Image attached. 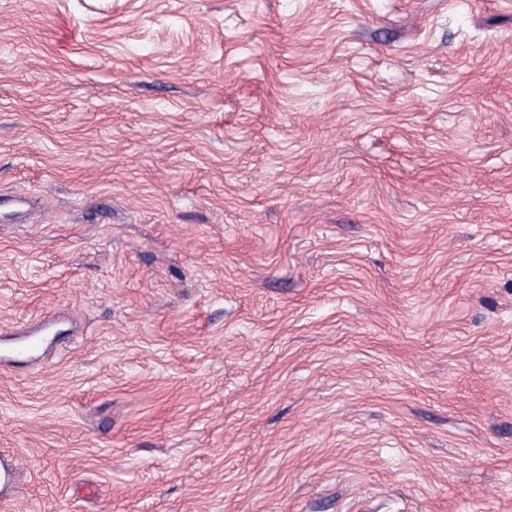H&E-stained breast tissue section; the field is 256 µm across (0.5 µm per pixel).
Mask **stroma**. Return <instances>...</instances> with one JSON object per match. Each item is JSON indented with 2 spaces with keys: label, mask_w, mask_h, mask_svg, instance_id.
<instances>
[{
  "label": "stroma",
  "mask_w": 512,
  "mask_h": 512,
  "mask_svg": "<svg viewBox=\"0 0 512 512\" xmlns=\"http://www.w3.org/2000/svg\"><path fill=\"white\" fill-rule=\"evenodd\" d=\"M4 195L0 512H512V0H0Z\"/></svg>",
  "instance_id": "35a3bbf8"
}]
</instances>
